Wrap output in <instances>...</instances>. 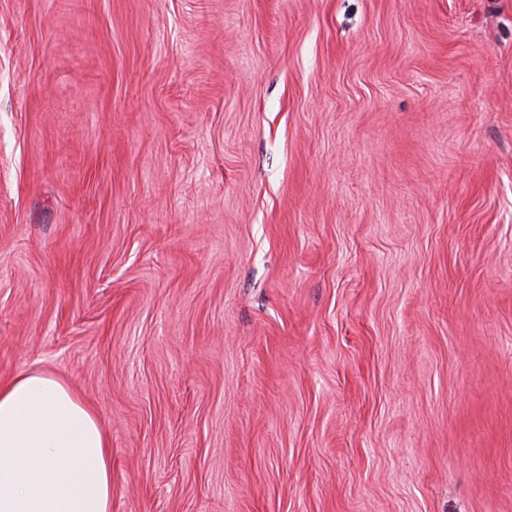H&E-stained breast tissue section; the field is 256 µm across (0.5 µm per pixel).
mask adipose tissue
Masks as SVG:
<instances>
[{"label": "adipose tissue", "instance_id": "adipose-tissue-1", "mask_svg": "<svg viewBox=\"0 0 512 512\" xmlns=\"http://www.w3.org/2000/svg\"><path fill=\"white\" fill-rule=\"evenodd\" d=\"M0 512H112L107 438L60 379H0Z\"/></svg>", "mask_w": 512, "mask_h": 512}]
</instances>
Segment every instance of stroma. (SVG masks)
Listing matches in <instances>:
<instances>
[{"instance_id":"stroma-1","label":"stroma","mask_w":512,"mask_h":512,"mask_svg":"<svg viewBox=\"0 0 512 512\" xmlns=\"http://www.w3.org/2000/svg\"><path fill=\"white\" fill-rule=\"evenodd\" d=\"M112 512H512V0H0V377Z\"/></svg>"}]
</instances>
